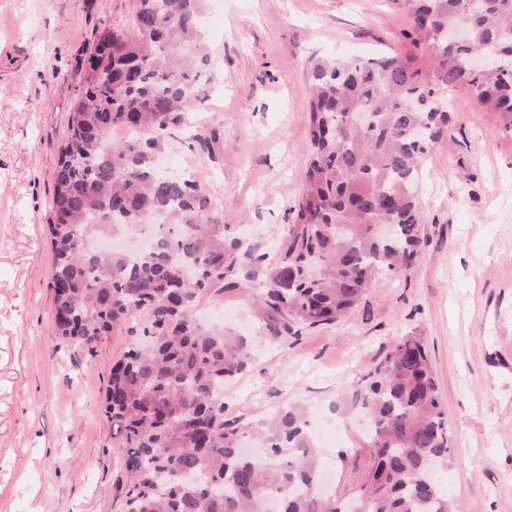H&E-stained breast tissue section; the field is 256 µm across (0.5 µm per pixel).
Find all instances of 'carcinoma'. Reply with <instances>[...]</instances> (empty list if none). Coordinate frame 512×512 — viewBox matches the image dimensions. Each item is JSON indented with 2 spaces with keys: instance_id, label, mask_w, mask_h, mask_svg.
<instances>
[{
  "instance_id": "1",
  "label": "carcinoma",
  "mask_w": 512,
  "mask_h": 512,
  "mask_svg": "<svg viewBox=\"0 0 512 512\" xmlns=\"http://www.w3.org/2000/svg\"><path fill=\"white\" fill-rule=\"evenodd\" d=\"M203 2L133 0L136 36L113 25L96 37L54 174L50 335L90 354L117 328L143 337L112 366L103 398L124 469L112 500L122 512H458L435 480L450 441L421 337H397L343 393L340 406L369 416L371 461L338 497L320 488L304 411L224 420V390L251 365L253 343L193 312L250 299L265 339L286 343L404 274L421 244V166L448 134L457 94L512 131V0H393L412 18L416 54L313 61L310 160L270 259L225 234L200 180L155 164L209 63ZM459 26L467 35L451 45ZM482 52L507 64L476 71ZM357 112L370 123L354 125ZM116 129L131 137L114 141Z\"/></svg>"
}]
</instances>
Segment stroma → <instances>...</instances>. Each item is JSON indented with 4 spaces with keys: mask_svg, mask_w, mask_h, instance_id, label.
<instances>
[{
    "mask_svg": "<svg viewBox=\"0 0 512 512\" xmlns=\"http://www.w3.org/2000/svg\"><path fill=\"white\" fill-rule=\"evenodd\" d=\"M132 0H0V512H112L120 456L102 397L138 338L119 329L94 353L51 335L49 224L58 150L95 33L129 22ZM391 0H223L206 24L210 70L162 154L207 185L228 234L274 252L301 195L313 58L368 59L415 47ZM447 135L422 166L420 253L336 326L274 344L247 303L255 360L224 393V417L255 421L298 404L328 431L317 446L336 492L370 457L357 417L332 412L395 337L422 336L455 460L438 485L460 512H512V132L459 96ZM211 137L210 155L191 149Z\"/></svg>",
    "mask_w": 512,
    "mask_h": 512,
    "instance_id": "obj_1",
    "label": "stroma"
}]
</instances>
